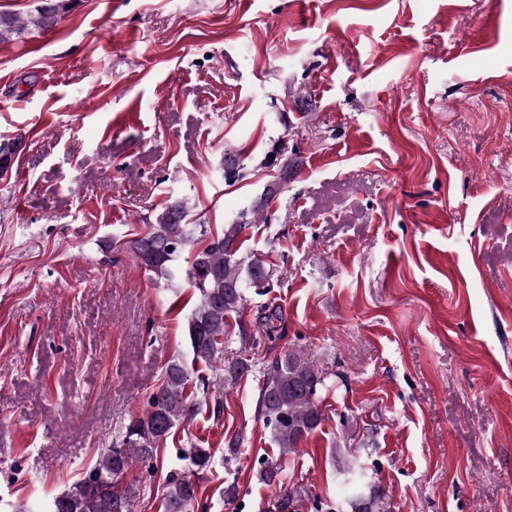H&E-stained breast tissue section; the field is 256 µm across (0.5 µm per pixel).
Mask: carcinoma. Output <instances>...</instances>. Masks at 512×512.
Segmentation results:
<instances>
[{
    "mask_svg": "<svg viewBox=\"0 0 512 512\" xmlns=\"http://www.w3.org/2000/svg\"><path fill=\"white\" fill-rule=\"evenodd\" d=\"M70 0H40L35 13L26 18L0 13V44L21 41L34 30L53 27L68 10ZM20 141H0V175L13 163ZM272 199L261 195L241 211L224 229L212 233L202 224L187 222L185 206L171 204L142 235L129 241V249L145 270L156 279L171 282L185 276L195 288L197 302L187 320V340L196 360L213 365L212 387H202L194 406L220 421L224 415L223 391L251 372L247 359L223 366L227 318L240 312L246 292L258 285L267 288L273 281V267L266 261L241 255L240 238L245 229L268 222L266 206ZM202 244L189 266L178 264L186 246ZM189 375L184 364L170 361L162 383L150 394L147 408L132 419L119 442L100 455L95 468L70 491L52 499L47 512H132L140 497V487L123 483L137 463L153 459L159 445L189 415L185 388ZM326 377L309 361L305 352L291 349L275 358L259 390L258 415L269 429L281 454H295L299 444L325 420L319 393ZM188 473L170 476L163 498L164 512H190L199 494L196 474L211 464L207 448H192L186 456ZM351 495L339 509L350 512H390L383 497L369 488L365 468L342 472Z\"/></svg>",
    "mask_w": 512,
    "mask_h": 512,
    "instance_id": "obj_1",
    "label": "carcinoma"
}]
</instances>
